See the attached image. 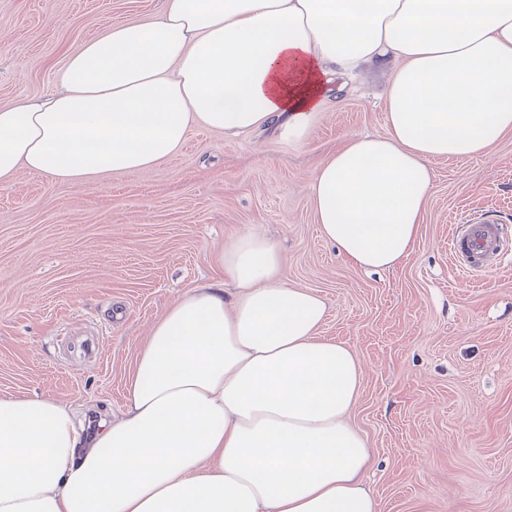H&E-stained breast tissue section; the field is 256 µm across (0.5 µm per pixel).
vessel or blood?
<instances>
[{"label":"vessel or blood","mask_w":512,"mask_h":512,"mask_svg":"<svg viewBox=\"0 0 512 512\" xmlns=\"http://www.w3.org/2000/svg\"><path fill=\"white\" fill-rule=\"evenodd\" d=\"M449 250L463 274H484L496 266L505 254L500 226L487 218H476L458 225Z\"/></svg>","instance_id":"1"}]
</instances>
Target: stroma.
<instances>
[{
  "label": "stroma",
  "instance_id": "1",
  "mask_svg": "<svg viewBox=\"0 0 512 512\" xmlns=\"http://www.w3.org/2000/svg\"><path fill=\"white\" fill-rule=\"evenodd\" d=\"M162 0H0V106L57 91L68 56ZM382 63L336 80L304 145L272 128L190 129L176 156L74 184L19 170L0 188V392L70 404L84 427L120 417L151 324L215 274L231 236L281 247L282 274L330 303L321 334L364 367L352 423L368 438L379 512H512V254L468 278L460 221L512 234V133L492 158L434 162L415 246L390 271L354 267L320 236L308 176L347 134L385 131Z\"/></svg>",
  "mask_w": 512,
  "mask_h": 512
}]
</instances>
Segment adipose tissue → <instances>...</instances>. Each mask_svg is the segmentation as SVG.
<instances>
[{"label": "adipose tissue", "mask_w": 512, "mask_h": 512, "mask_svg": "<svg viewBox=\"0 0 512 512\" xmlns=\"http://www.w3.org/2000/svg\"><path fill=\"white\" fill-rule=\"evenodd\" d=\"M391 60L385 135H346L308 182L321 237L355 266L410 255L433 161L512 132V0H164L69 55L57 92L0 106V187L72 183L176 155L191 128L276 125L303 144L334 79ZM220 277L154 321L126 409L84 440L70 405L0 393V512H379L350 414L363 367L320 331L277 242L224 243Z\"/></svg>", "instance_id": "1"}]
</instances>
